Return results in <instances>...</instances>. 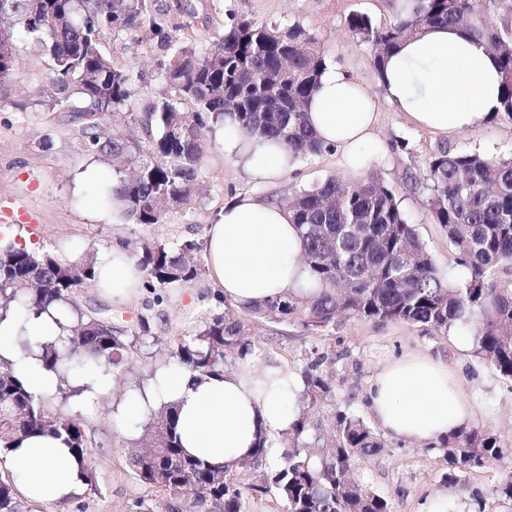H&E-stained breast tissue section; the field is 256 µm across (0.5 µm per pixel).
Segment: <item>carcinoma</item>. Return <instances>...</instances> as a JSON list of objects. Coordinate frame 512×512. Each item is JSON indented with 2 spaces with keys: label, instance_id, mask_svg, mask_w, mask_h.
Here are the masks:
<instances>
[{
  "label": "carcinoma",
  "instance_id": "1",
  "mask_svg": "<svg viewBox=\"0 0 512 512\" xmlns=\"http://www.w3.org/2000/svg\"><path fill=\"white\" fill-rule=\"evenodd\" d=\"M480 2L477 9L473 0H408L389 24L354 13L347 28L371 47L377 70L406 38L431 27L460 29L496 60L502 76L497 118L512 122V26L488 19L511 14L512 0ZM145 9V0H0V21H9L11 41L22 34L51 61L52 105L94 115L81 128L83 149L107 165L112 182L103 187L104 201L110 205L117 197L124 218L161 224L191 203L199 193L204 133L226 116L251 137L284 142L296 160L326 150L306 118L326 67L317 39L299 25L279 30L246 20L203 52L172 42L153 23L170 49L166 81L177 98L152 106L146 120L157 135L146 145L101 130L99 120L127 104L130 77L112 66L97 37L104 28L132 25ZM45 15L55 18L53 27L42 25ZM285 57L281 85L266 89L263 73ZM186 102L194 108H185ZM426 180L430 219L447 235L454 263L467 271L464 279L447 282L438 273L393 188L375 177H328L287 203L301 231L309 274L305 290L256 304L250 314L315 334L357 318L377 326H424L445 336L462 321L472 330V355L512 379V287L496 283L503 266L512 264V161L441 146L429 158ZM137 265L143 287L159 304L162 291L190 285L206 273V242L188 237L144 243ZM96 268L91 252L72 258L22 244L0 246V322L17 309L28 316L53 307L67 314L63 338L38 353L41 364L58 375L61 394L83 367L116 368L133 347L111 318L73 304L77 287L96 281ZM212 310L191 333L173 340L172 357L180 368L221 375L229 352L241 360L264 355L224 296L212 297ZM311 354L301 375L298 411L284 437L260 432L255 454L234 469L186 455L173 405L156 412L138 439L142 451L130 454L131 467L150 490L133 502L135 512H251L264 497L281 503L283 512H390L387 497L354 473L356 459L380 453L385 443L351 409L350 399L337 401L324 366L334 353L314 348ZM37 435L62 440L81 463L83 484L93 485L81 423L52 415L13 364L0 359V450ZM274 447L281 453L269 464ZM436 450L448 465L444 481L450 492L468 474L512 461V444L484 427L452 434ZM469 500L476 512H512V475L472 489ZM0 512H24L11 474L0 476Z\"/></svg>",
  "mask_w": 512,
  "mask_h": 512
}]
</instances>
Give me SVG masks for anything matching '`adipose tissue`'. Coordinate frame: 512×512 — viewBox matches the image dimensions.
Wrapping results in <instances>:
<instances>
[{"label": "adipose tissue", "instance_id": "1", "mask_svg": "<svg viewBox=\"0 0 512 512\" xmlns=\"http://www.w3.org/2000/svg\"><path fill=\"white\" fill-rule=\"evenodd\" d=\"M379 82L386 102L417 128L435 135L469 131L500 109V74L481 44L462 31L435 27L402 41L386 59ZM378 108L364 87L343 68L327 66L308 106L317 139L332 147L350 178L361 177L374 157ZM224 152L240 161L247 176L273 181L293 164L284 144L245 136L224 122ZM210 275L228 301L244 309L298 291L308 275L301 236L285 206L240 195L225 203L207 230ZM97 285L113 300L126 301L143 274L122 246L97 267ZM63 315L49 309L39 317L0 322V357L10 360L36 391L56 388L58 378L35 355L22 354L18 334L31 344L61 334ZM296 380L278 370L256 377L239 370L195 376L184 370L159 375L127 406L142 415L158 401L175 403L184 451L213 465H235L256 449L261 430L287 431L297 412ZM370 414L387 436L422 448L437 447L468 426L472 407L455 372L428 355L389 362L368 389ZM17 491L31 502L63 500L81 485V466L61 440L32 436L8 454Z\"/></svg>", "mask_w": 512, "mask_h": 512}]
</instances>
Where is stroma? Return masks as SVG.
<instances>
[{"mask_svg":"<svg viewBox=\"0 0 512 512\" xmlns=\"http://www.w3.org/2000/svg\"><path fill=\"white\" fill-rule=\"evenodd\" d=\"M188 9L176 0H146V11L129 29L101 30L99 44L115 68L131 78L130 99L124 109L106 117L108 134L146 138L140 121L148 106L162 98H175L164 79L169 53L152 31L160 23L172 39L198 48L220 41L240 19L280 28L301 25L316 37L327 63L339 64L359 80L377 102L380 152L370 173L395 189L402 210L420 239L433 254L446 280L463 279L465 272L452 262V247L426 208V187L409 189L407 175L423 176L427 161L438 145L452 151H471L497 160H512V123L490 121L471 131L443 138L409 125L386 103L372 61L370 47L353 39L346 20L353 13L373 22L393 21L398 0H188ZM49 61L33 52L25 40L16 42V62L10 82L0 92V239L8 237L31 247L81 255L96 246L108 258L113 244L140 241L170 242L183 237L205 239L209 224L224 204L236 195L282 202L292 192L344 177L335 153L323 152L297 162L295 169L273 184L252 181L242 165L225 156L216 131L206 135L201 160L203 190L196 201L161 224L143 225L112 220L111 208L101 205L96 189L107 175L105 166L82 147L79 122L70 112L50 109ZM50 148H43V141ZM213 281L203 275L191 285L172 288L163 306L164 321L153 331L149 346L135 348L117 369L102 370L105 387H88L81 396L61 400L48 392L53 415L76 417L83 424L90 448L89 463L97 488L79 487L65 501L29 503L25 512H129L134 500L147 496V487L128 467L129 452L142 432L131 425L124 405L129 397L151 386L158 374L175 372L170 342L191 332L206 316ZM146 292L137 291L117 303L96 286L78 292L83 310L111 316L113 323L136 329L146 310ZM252 340L263 344L268 358L280 363L291 376H299L311 348L335 352L333 382L338 399L353 397L360 415H367L366 394L374 375L389 361L405 354L425 352L458 367L463 388L473 406V423L497 430L512 440V380L478 361L460 348L453 337L425 332L422 327L394 322L376 326L357 319L338 321L335 329L313 335L299 325H281L248 318ZM447 466L436 451L406 442L389 441L386 451L358 459L355 473L391 502V512H419L422 500L441 490Z\"/></svg>","mask_w":512,"mask_h":512,"instance_id":"35a3bbf8","label":"stroma"}]
</instances>
